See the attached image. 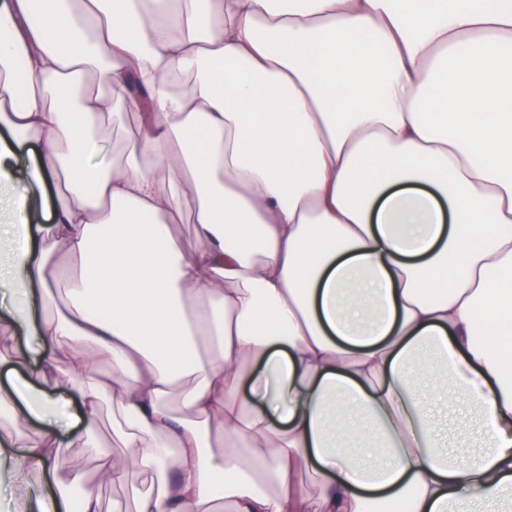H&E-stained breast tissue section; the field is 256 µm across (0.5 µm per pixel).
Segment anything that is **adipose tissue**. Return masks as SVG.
<instances>
[{"label":"adipose tissue","mask_w":512,"mask_h":512,"mask_svg":"<svg viewBox=\"0 0 512 512\" xmlns=\"http://www.w3.org/2000/svg\"><path fill=\"white\" fill-rule=\"evenodd\" d=\"M25 168L22 512H512V0H0ZM95 456L87 448L74 446L66 449V465L60 472V478L66 480L71 469H80L85 473L87 480L97 484L95 479ZM101 497L102 512H113V500H121L127 512H132L134 505L129 497V489L126 487L112 485H98Z\"/></svg>","instance_id":"obj_1"}]
</instances>
